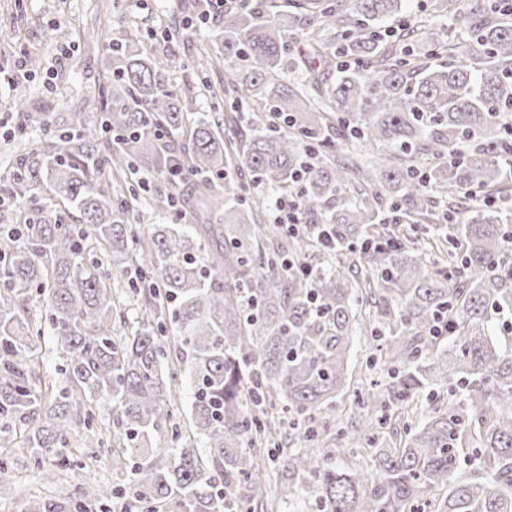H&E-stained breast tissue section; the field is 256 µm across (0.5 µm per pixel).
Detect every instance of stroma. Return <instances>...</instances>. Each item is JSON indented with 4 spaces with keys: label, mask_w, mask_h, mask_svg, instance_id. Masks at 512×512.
<instances>
[{
    "label": "stroma",
    "mask_w": 512,
    "mask_h": 512,
    "mask_svg": "<svg viewBox=\"0 0 512 512\" xmlns=\"http://www.w3.org/2000/svg\"><path fill=\"white\" fill-rule=\"evenodd\" d=\"M130 12L101 10V0H0V171L12 169L24 144L37 135L21 128L17 96L30 107L49 106L53 127L65 125L77 94L104 69V45L90 42L93 28L102 27L120 38L130 29L149 32L168 20L180 19L179 0H134ZM371 351L356 341L349 363L346 386L337 401L336 419H353L354 392L366 380H386L380 365L369 364ZM0 456L11 462V476L0 482V512H26L33 497L62 498L83 480L116 490L128 482L127 471L112 467V459L100 455L86 469L71 473L62 483L47 485L39 468L20 448L0 447Z\"/></svg>",
    "instance_id": "35a3bbf8"
}]
</instances>
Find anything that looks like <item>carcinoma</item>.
Masks as SVG:
<instances>
[{
    "instance_id": "cac0c4a2",
    "label": "carcinoma",
    "mask_w": 512,
    "mask_h": 512,
    "mask_svg": "<svg viewBox=\"0 0 512 512\" xmlns=\"http://www.w3.org/2000/svg\"><path fill=\"white\" fill-rule=\"evenodd\" d=\"M287 2L225 0L182 88L165 76L188 29L150 32L161 47L149 52L135 32L107 39V82L0 176L12 198L46 186L61 205L18 214V232L0 224V437L19 434L38 466L55 459L49 480L85 466L67 448L109 404L97 447L131 474L120 512H267L265 448L285 423L313 444L283 458L318 488L298 512H512V0H432L453 38L427 32L408 0ZM216 63L221 94L207 79ZM367 145L379 164L361 161ZM179 162L201 223L136 236L143 204L174 207ZM278 191L311 223H264ZM319 224L336 249L315 268ZM45 325L66 362L50 389L35 376ZM356 336L389 381L356 392L362 418L336 445L369 449V470L337 459L321 430ZM415 397L421 421L405 417ZM163 430L153 461L147 443ZM111 500L79 486L28 512H112Z\"/></svg>"
}]
</instances>
